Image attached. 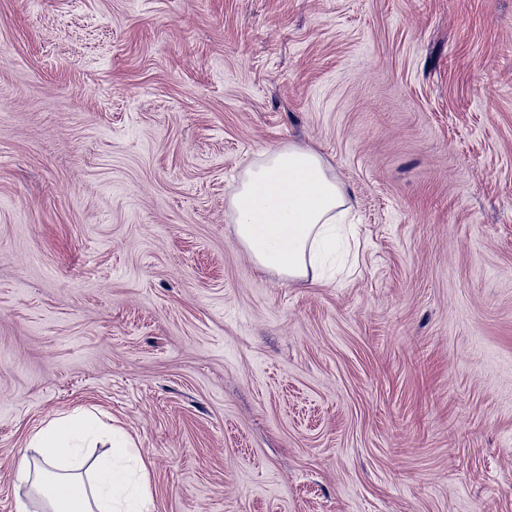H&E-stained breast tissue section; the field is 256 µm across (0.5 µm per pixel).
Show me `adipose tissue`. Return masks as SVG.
<instances>
[{
	"label": "adipose tissue",
	"instance_id": "adipose-tissue-1",
	"mask_svg": "<svg viewBox=\"0 0 512 512\" xmlns=\"http://www.w3.org/2000/svg\"><path fill=\"white\" fill-rule=\"evenodd\" d=\"M348 192L316 149L289 143L260 154L230 198L236 238L261 269L291 282L321 280L323 257L346 224ZM101 421L76 408L46 421L30 437L38 454L17 478L39 497L43 512H153L144 462L126 443L86 468L81 444Z\"/></svg>",
	"mask_w": 512,
	"mask_h": 512
}]
</instances>
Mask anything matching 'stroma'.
<instances>
[{"label":"stroma","instance_id":"35a3bbf8","mask_svg":"<svg viewBox=\"0 0 512 512\" xmlns=\"http://www.w3.org/2000/svg\"><path fill=\"white\" fill-rule=\"evenodd\" d=\"M289 142L317 285L227 207ZM76 407L155 512H512V0H0V512ZM348 192L313 147L288 143L264 151L239 178L230 211L239 244L261 269L291 282L321 281L323 257L336 246Z\"/></svg>","mask_w":512,"mask_h":512}]
</instances>
